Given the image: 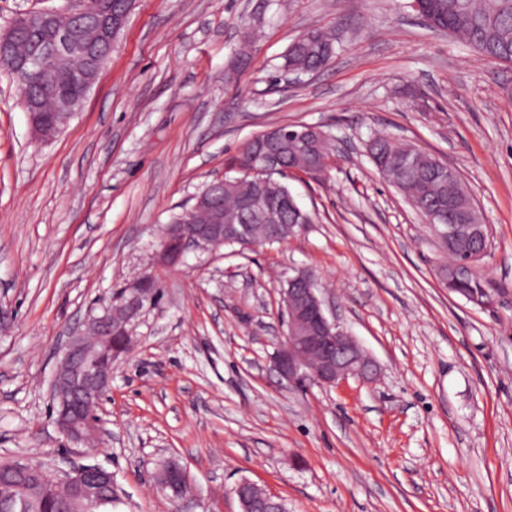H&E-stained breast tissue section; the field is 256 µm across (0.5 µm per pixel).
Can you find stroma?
<instances>
[{
	"label": "stroma",
	"instance_id": "stroma-1",
	"mask_svg": "<svg viewBox=\"0 0 512 512\" xmlns=\"http://www.w3.org/2000/svg\"><path fill=\"white\" fill-rule=\"evenodd\" d=\"M330 27L328 66L282 71L296 37ZM282 125L332 143L322 176L287 180L312 224L160 265L170 214ZM377 133L458 172L490 226L493 306L440 280L427 224L367 155ZM300 268L377 362L373 384L271 370L280 292ZM145 270L163 297L114 365L103 434L69 443L50 395L61 351ZM169 457L188 472L187 512H240L244 478L288 512H512V64L430 29L410 0H135L48 141L0 71V459L96 464L113 475L112 512H174L153 488Z\"/></svg>",
	"mask_w": 512,
	"mask_h": 512
}]
</instances>
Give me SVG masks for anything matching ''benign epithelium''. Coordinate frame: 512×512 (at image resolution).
Segmentation results:
<instances>
[{
	"mask_svg": "<svg viewBox=\"0 0 512 512\" xmlns=\"http://www.w3.org/2000/svg\"><path fill=\"white\" fill-rule=\"evenodd\" d=\"M73 12L60 13L41 10L19 14L5 30L0 32V70L13 76H29L33 82L20 92L32 133L45 139L51 132L43 127V103L36 87L62 74L77 79L84 87L92 88L100 71L109 60L103 43L114 40L94 19L80 24L83 34L73 32L68 22ZM44 23L39 41L27 52L18 46L19 30L32 18ZM84 62L74 69L71 63ZM280 128L262 135L261 153L252 172L271 174L276 171ZM224 178L211 184L198 197L188 216L205 210L209 224H169L160 242L159 258L167 264L181 261L190 247L218 249L226 244L251 246L256 241L257 224L224 223ZM434 237L443 241L482 238L483 250L469 254L471 266L489 253L490 228L486 224H431ZM154 276L143 273L135 285L114 298L115 305L103 315L94 316L95 339L84 342V336L70 338L51 383V396L56 412L59 432L71 443H86L99 433L100 419L86 411V404L99 402L112 380V367L126 352L124 340L129 337L127 326L141 313L153 306L149 288ZM314 273L298 269L288 278V287L282 290L283 314L288 316V331L270 358L272 368L283 379L297 385L316 384L332 387L350 378L369 383L377 373V363L366 353L358 341L344 331L336 319L329 316L320 289L313 287ZM46 486H60L66 490V512H91L112 504L114 478L111 472L98 465L65 470L49 475ZM242 512H251L250 505L261 502L276 507L274 495L248 479L237 482L233 488Z\"/></svg>",
	"mask_w": 512,
	"mask_h": 512,
	"instance_id": "benign-epithelium-1",
	"label": "benign epithelium"
}]
</instances>
